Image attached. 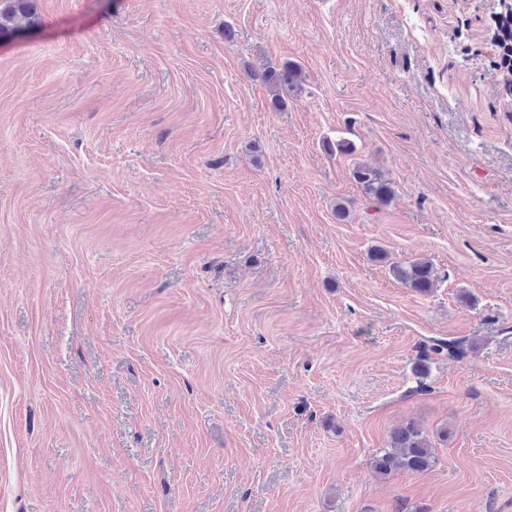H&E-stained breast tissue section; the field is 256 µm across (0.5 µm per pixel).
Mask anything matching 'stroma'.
Returning <instances> with one entry per match:
<instances>
[{
  "label": "stroma",
  "mask_w": 512,
  "mask_h": 512,
  "mask_svg": "<svg viewBox=\"0 0 512 512\" xmlns=\"http://www.w3.org/2000/svg\"><path fill=\"white\" fill-rule=\"evenodd\" d=\"M35 3L0 42V512H512L497 0ZM408 421L435 466L377 478ZM260 78L272 93L273 103L281 107L286 103L288 95L300 89L303 71L299 65L286 62L279 66L266 67ZM352 177L366 197L380 205H387L395 196L391 180L380 168L364 163L355 164ZM389 271L399 283L419 293H427L437 279L433 265L421 258L408 264L393 263ZM444 350H448V355L451 356H462L465 354V348L461 343L449 341L447 342H439L437 344L432 345L430 349L424 350L418 357L417 363L413 370L414 375H416L417 379V389H422L425 385L424 379L428 374V362L431 360V353L440 354Z\"/></svg>",
  "instance_id": "obj_1"
}]
</instances>
